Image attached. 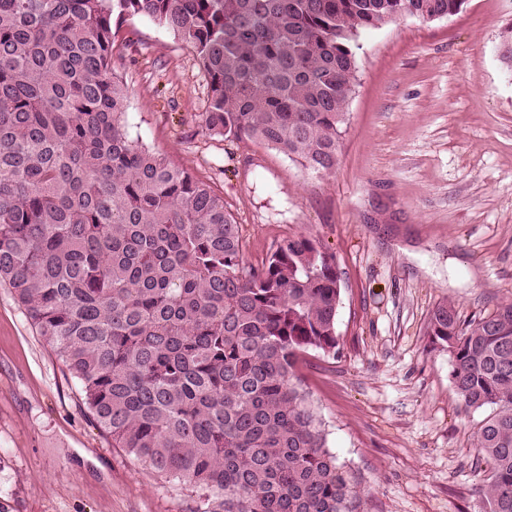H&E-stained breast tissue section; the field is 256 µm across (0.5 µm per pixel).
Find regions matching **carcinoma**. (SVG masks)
Returning <instances> with one entry per match:
<instances>
[{
    "mask_svg": "<svg viewBox=\"0 0 512 512\" xmlns=\"http://www.w3.org/2000/svg\"><path fill=\"white\" fill-rule=\"evenodd\" d=\"M465 0H0V286L81 388L97 428L187 512H365L295 375L336 348L341 273L290 235L255 267L209 185L130 137L117 31L147 17L190 47L210 135L336 169L361 31L458 14ZM512 512V301L428 319Z\"/></svg>",
    "mask_w": 512,
    "mask_h": 512,
    "instance_id": "1",
    "label": "carcinoma"
}]
</instances>
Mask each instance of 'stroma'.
<instances>
[{"mask_svg":"<svg viewBox=\"0 0 512 512\" xmlns=\"http://www.w3.org/2000/svg\"><path fill=\"white\" fill-rule=\"evenodd\" d=\"M511 31L512 0L362 31L329 175L206 133L207 83L170 30L136 16L116 37L128 133L223 197L247 262L300 234L335 256L336 349L307 351L297 375L367 512L487 510L474 433L490 410L457 396L427 322L446 300L466 321L512 301V72L497 55ZM188 500L100 433L0 287V512H184Z\"/></svg>","mask_w":512,"mask_h":512,"instance_id":"1","label":"stroma"}]
</instances>
